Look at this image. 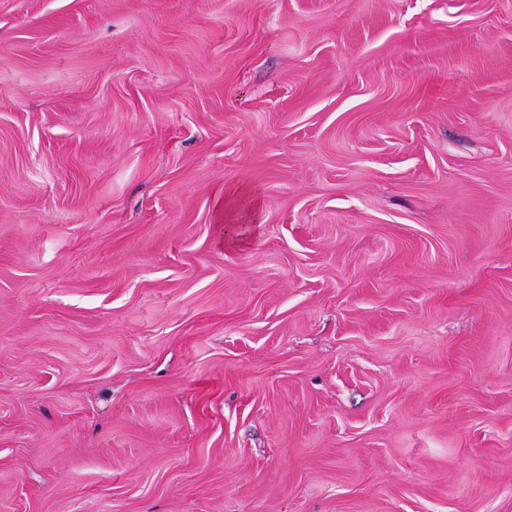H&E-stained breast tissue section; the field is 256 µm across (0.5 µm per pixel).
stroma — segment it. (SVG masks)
<instances>
[{"label":"stroma","instance_id":"stroma-1","mask_svg":"<svg viewBox=\"0 0 512 512\" xmlns=\"http://www.w3.org/2000/svg\"><path fill=\"white\" fill-rule=\"evenodd\" d=\"M0 512H512V0H0Z\"/></svg>","mask_w":512,"mask_h":512}]
</instances>
